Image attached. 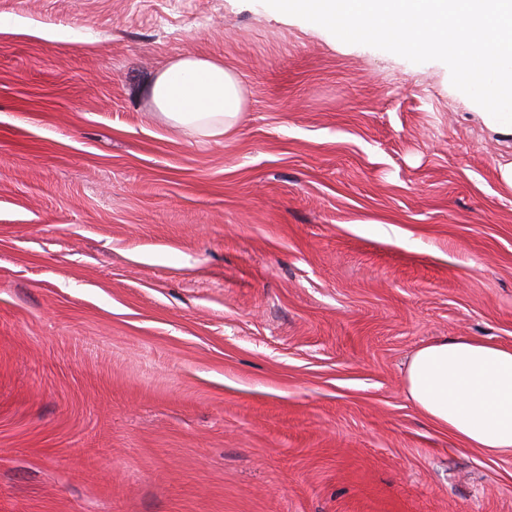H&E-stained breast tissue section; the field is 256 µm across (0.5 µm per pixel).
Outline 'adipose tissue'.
<instances>
[{
  "label": "adipose tissue",
  "mask_w": 512,
  "mask_h": 512,
  "mask_svg": "<svg viewBox=\"0 0 512 512\" xmlns=\"http://www.w3.org/2000/svg\"><path fill=\"white\" fill-rule=\"evenodd\" d=\"M146 95L167 124L195 139L224 138L245 106L238 74L202 56L171 61ZM405 381L421 414L463 446L512 454V348L475 336L438 339L412 355Z\"/></svg>",
  "instance_id": "adipose-tissue-1"
}]
</instances>
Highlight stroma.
I'll list each match as a JSON object with an SVG mask.
<instances>
[{
	"label": "stroma",
	"instance_id": "obj_1",
	"mask_svg": "<svg viewBox=\"0 0 512 512\" xmlns=\"http://www.w3.org/2000/svg\"><path fill=\"white\" fill-rule=\"evenodd\" d=\"M0 512H512L420 346L512 347V132L263 0H0ZM239 75L199 143L143 89ZM146 95L167 124L195 139H224L240 123L245 106L238 74L223 60L202 56L171 61Z\"/></svg>",
	"mask_w": 512,
	"mask_h": 512
}]
</instances>
